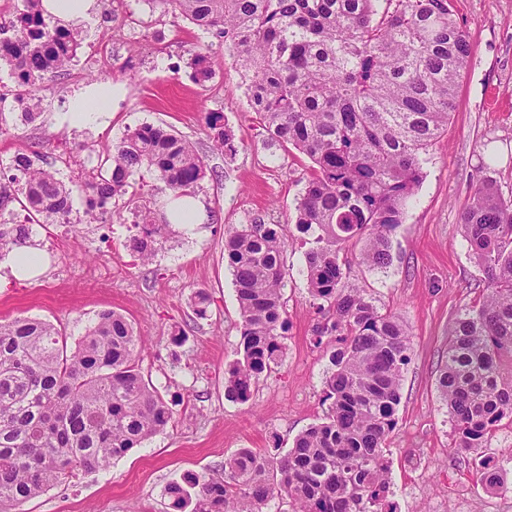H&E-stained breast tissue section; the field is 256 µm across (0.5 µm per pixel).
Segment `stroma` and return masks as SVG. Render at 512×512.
<instances>
[{
	"mask_svg": "<svg viewBox=\"0 0 512 512\" xmlns=\"http://www.w3.org/2000/svg\"><path fill=\"white\" fill-rule=\"evenodd\" d=\"M472 53L459 81L456 108L429 150L423 180L405 221L391 238L392 264L383 272L352 264L350 280L410 329V362L403 372L398 424L391 437L397 512H454L470 499L476 512H512V489L490 491L479 463L494 457L512 482V424L503 423L488 447L452 457L454 433L440 403L437 371L446 359L448 327L457 311L486 287L461 235L460 213L478 179H490L512 200V0H453ZM78 57L43 80L35 122L0 133V160L34 153L63 181L88 179L102 148L144 123L173 129L192 141L206 164L198 195L208 221L170 225L153 262L141 264L127 247L134 216L82 221L73 195L71 224L34 226L40 274L0 291V319L18 315L51 321L78 341L97 314H124L148 343L141 368L160 388L173 422L109 468L52 487L28 512H171L165 489L186 473L223 479L224 461L239 449L289 448L323 419L322 389L329 345L314 346L319 316L303 273L305 245L293 229L296 200L311 175L309 158L292 146L269 145L248 104L237 59L222 42L176 13L152 11L142 0H97L84 25ZM208 55L213 77L199 82L195 48ZM121 84L106 119L81 129L61 120L74 97L95 83ZM221 118L238 151H214L209 115ZM256 219L288 225L291 247L283 303L289 328L281 365L262 378L249 401L224 396V371L237 358L238 303L224 260V227ZM211 305L197 317L193 293Z\"/></svg>",
	"mask_w": 512,
	"mask_h": 512,
	"instance_id": "1",
	"label": "stroma"
}]
</instances>
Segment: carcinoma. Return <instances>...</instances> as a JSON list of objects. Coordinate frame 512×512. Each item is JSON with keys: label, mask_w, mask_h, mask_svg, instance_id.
<instances>
[{"label": "carcinoma", "mask_w": 512, "mask_h": 512, "mask_svg": "<svg viewBox=\"0 0 512 512\" xmlns=\"http://www.w3.org/2000/svg\"><path fill=\"white\" fill-rule=\"evenodd\" d=\"M381 1L387 8L380 14ZM23 2L16 32L0 39V62L10 69L20 108L0 111V133L40 114V83L65 70L80 48L72 29L44 16L42 0ZM146 2L224 39L270 139L311 160L295 228L315 243L305 252V273L316 309L333 311L313 328L314 345L333 347L322 421L284 452L240 449L224 462L222 480L190 474L170 483L169 506L174 512H262L284 495L296 512H396L387 448L397 426L409 332L364 288L347 283L345 253L359 248L355 258L374 270L391 265V237L420 187L425 155L455 107L470 57L467 31L450 0ZM193 69L200 81L212 77L201 52ZM207 128L214 147L237 152L220 116L210 115ZM7 169L12 174L0 185L1 254L29 244L33 222L71 223L77 191L90 224L112 213V200L125 199L139 228L128 248L144 264L153 261L169 223H156L142 194L129 191L131 178L144 169L171 196L182 197L196 194L205 177L204 160L188 140L151 124L112 143L98 173L72 188L24 153L0 166V178ZM12 184L25 200V224L6 215ZM460 223L487 280L482 300L454 317L437 376L455 451L463 454L488 447L502 421L512 422V202L480 179ZM287 242L284 224L224 227L241 337V358L224 376L232 401L247 402L284 356ZM143 349L133 325L113 310L99 312L73 345L47 321L0 322V512H24L50 487L107 468L171 423L172 410L139 367ZM480 467L487 488L504 486L494 459Z\"/></svg>", "instance_id": "cac0c4a2"}]
</instances>
